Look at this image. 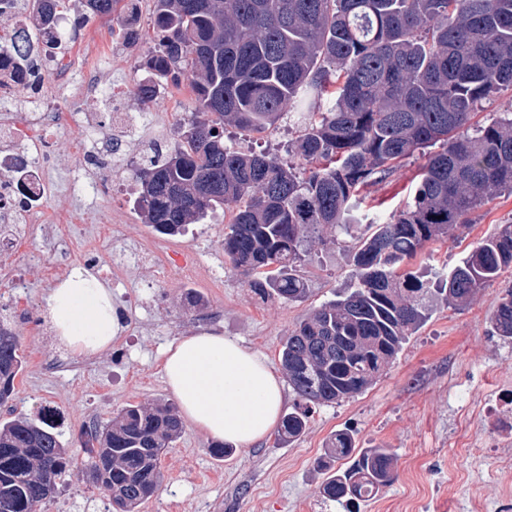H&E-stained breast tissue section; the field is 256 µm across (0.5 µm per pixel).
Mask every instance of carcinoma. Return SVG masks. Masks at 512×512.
<instances>
[{
  "mask_svg": "<svg viewBox=\"0 0 512 512\" xmlns=\"http://www.w3.org/2000/svg\"><path fill=\"white\" fill-rule=\"evenodd\" d=\"M72 30L92 17L124 35L125 0H81ZM149 82L185 80L194 109L183 140L135 172L144 223L181 234L217 208L237 207L224 256L263 296L300 301L297 274L311 236L361 223L358 196L397 165L427 156L403 208L358 238L355 287L301 320L280 364L297 403L279 438L305 430L311 406L365 391L426 319L428 289L407 261L448 238L493 195L512 192V110L471 126L482 102L512 91V0H155ZM288 113L291 161L224 143V126L262 133ZM512 267V224L473 246L443 280L448 304L467 305ZM512 340V289L493 308ZM24 357L0 340V405ZM183 433L172 404H129L83 431L88 471L112 491L113 512H135L162 481L159 459ZM336 432L316 467L321 496L342 506L393 479L388 448ZM68 449L42 419L0 423V512H39L68 471Z\"/></svg>",
  "mask_w": 512,
  "mask_h": 512,
  "instance_id": "carcinoma-1",
  "label": "carcinoma"
}]
</instances>
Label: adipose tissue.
<instances>
[{
	"instance_id": "obj_1",
	"label": "adipose tissue",
	"mask_w": 512,
	"mask_h": 512,
	"mask_svg": "<svg viewBox=\"0 0 512 512\" xmlns=\"http://www.w3.org/2000/svg\"><path fill=\"white\" fill-rule=\"evenodd\" d=\"M50 323L73 352L111 349L122 329L112 289L89 268L72 267L45 298ZM164 377L180 415L209 437L238 447L265 439L286 396L269 360L217 330L183 337L166 351Z\"/></svg>"
}]
</instances>
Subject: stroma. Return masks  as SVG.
Instances as JSON below:
<instances>
[{"label": "stroma", "instance_id": "35a3bbf8", "mask_svg": "<svg viewBox=\"0 0 512 512\" xmlns=\"http://www.w3.org/2000/svg\"><path fill=\"white\" fill-rule=\"evenodd\" d=\"M105 86L126 92L132 113L165 112L168 104L145 103L138 93L139 74L106 67ZM82 124L63 130L55 145L51 171L56 189L51 210L76 207L81 197L69 184L78 161L70 139L83 136ZM423 155L404 160L385 182L362 193L361 224L335 243L311 238L299 272L308 281V298L286 302L256 294L249 279L224 257V230L233 216L225 206L202 223L171 237L174 260L189 259L198 272L169 275L158 281L146 266L132 267L113 284L120 310L140 323L137 335L121 334L105 354L86 358L56 340L44 313L49 283L44 273L53 254L41 225L30 227V244L40 260L0 245V271L20 272L27 286L14 293L0 281V309L24 310L9 326L21 346L25 367L15 380L16 393L0 406V420L44 417L62 435L72 462L53 498L40 512H112L107 492L86 478V452L79 439L82 425L111 422L127 404L171 400L163 379L165 350L183 336L213 327L278 363L281 343L315 307L353 284L352 247L381 210L403 207L412 197ZM133 170L112 176L96 216L113 210L130 216L125 244L154 239L134 205ZM512 224V194L489 198L469 217V224L444 241L428 244L411 262L425 287L431 288L428 317L409 336L396 360L363 393L338 404L314 407L305 432L281 443L269 435L250 448H236L218 458L211 438L191 425L167 449L160 462L164 480L138 512H473L482 502L488 512H512V473L500 467L504 450H512V341L496 336L493 304L512 288V268L483 288L470 304L454 307L436 294L439 279L499 225ZM351 430L361 448L381 446L393 454L392 483L376 497L352 509L324 500L323 480L315 467L328 437Z\"/></svg>", "mask_w": 512, "mask_h": 512}]
</instances>
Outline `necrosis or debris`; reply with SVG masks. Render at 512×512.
Instances as JSON below:
<instances>
[{
  "mask_svg": "<svg viewBox=\"0 0 512 512\" xmlns=\"http://www.w3.org/2000/svg\"><path fill=\"white\" fill-rule=\"evenodd\" d=\"M152 20L144 0H133L125 19L126 37H113L106 27L93 36L106 57H127L136 49L140 28ZM10 23L11 36L0 44V241L13 250H27L24 227L28 224L47 225L52 236H59L45 209L53 191L49 166L53 135L81 120L91 133L71 141L70 150L87 162L82 182L87 204L76 209L74 221L89 225L90 238L105 234L122 239L125 214H113L111 224L101 227L94 225L92 212L111 168L134 160L139 116L127 112L122 89H101L99 68L76 64L69 49L58 55L44 52L48 30L37 21L28 0H14ZM88 101L106 104L107 126L85 113ZM103 140L112 155L108 161L99 157L98 144Z\"/></svg>",
  "mask_w": 512,
  "mask_h": 512,
  "instance_id": "necrosis-or-debris-1",
  "label": "necrosis or debris"
}]
</instances>
